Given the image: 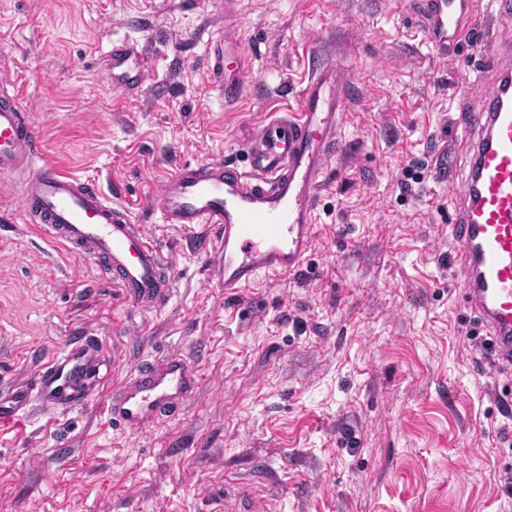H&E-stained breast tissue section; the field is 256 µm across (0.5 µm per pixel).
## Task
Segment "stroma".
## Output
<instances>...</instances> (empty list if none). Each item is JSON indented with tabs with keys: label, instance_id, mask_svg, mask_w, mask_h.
I'll list each match as a JSON object with an SVG mask.
<instances>
[{
	"label": "stroma",
	"instance_id": "stroma-1",
	"mask_svg": "<svg viewBox=\"0 0 512 512\" xmlns=\"http://www.w3.org/2000/svg\"><path fill=\"white\" fill-rule=\"evenodd\" d=\"M150 45L159 78L114 91L113 42ZM244 46L252 78L226 103L213 49ZM323 64L354 84L342 149L319 190L302 269L245 305L206 281L197 233L149 224L173 263L160 313L131 309L87 257L25 223L0 176V389L78 337L108 351L89 403L33 408L0 436V512H213L269 496L274 512H512V375L469 340L475 317L442 257L469 168L454 116L487 93L480 50L440 52L399 0H0V87L47 156L145 218L186 164L232 158ZM452 152L453 189L432 159ZM171 353L196 395L153 426L102 410L136 365Z\"/></svg>",
	"mask_w": 512,
	"mask_h": 512
}]
</instances>
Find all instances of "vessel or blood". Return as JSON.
<instances>
[{
	"mask_svg": "<svg viewBox=\"0 0 512 512\" xmlns=\"http://www.w3.org/2000/svg\"><path fill=\"white\" fill-rule=\"evenodd\" d=\"M512 21V0H423V31L439 51L474 40L480 3ZM512 43L489 50L493 90L467 109L471 173L450 224L457 244L453 265L463 280L465 304L480 314L499 345L498 358L512 359ZM108 77L127 97L153 74L146 46L113 44ZM350 80L335 65L320 67L287 116L261 122L245 143L249 167L210 159L181 167L164 179L149 204L158 223L182 230L205 227L210 285L225 298H241L264 276H287L304 263L315 235L318 190L341 147ZM0 174L14 177L23 215L51 238L102 264L127 303L142 313L161 312L172 293L170 262L130 210L93 181L60 172L43 156V136L8 93L0 94ZM101 340L67 343L44 362L32 386L0 395V433L21 427L33 403L72 410L88 403ZM196 378L182 356L161 366L137 367L133 386L105 404L107 414L131 427L149 425L166 405L193 393Z\"/></svg>",
	"mask_w": 512,
	"mask_h": 512,
	"instance_id": "vessel-or-blood-1",
	"label": "vessel or blood"
}]
</instances>
